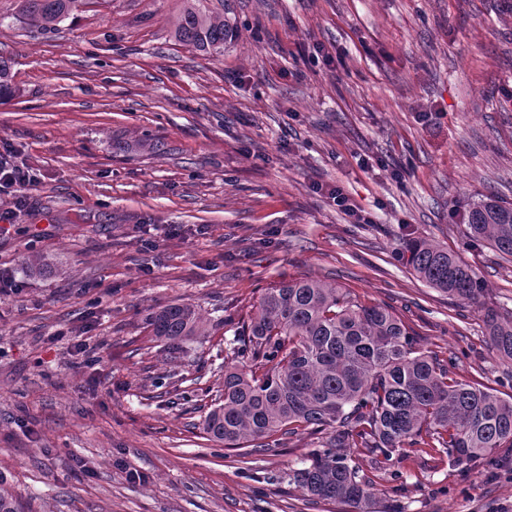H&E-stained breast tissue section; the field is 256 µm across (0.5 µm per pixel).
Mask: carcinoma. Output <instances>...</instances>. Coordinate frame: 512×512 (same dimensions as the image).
<instances>
[{
    "label": "carcinoma",
    "mask_w": 512,
    "mask_h": 512,
    "mask_svg": "<svg viewBox=\"0 0 512 512\" xmlns=\"http://www.w3.org/2000/svg\"><path fill=\"white\" fill-rule=\"evenodd\" d=\"M80 0H19L30 28L51 32ZM176 36L201 51H222L224 19L191 5ZM470 241L512 258V204L485 196L468 211ZM403 258L415 275L448 299L475 303L485 284L447 249L407 240ZM156 340L177 343L203 329L189 303L152 312ZM483 321L499 359L512 363V312L493 308ZM249 369L224 367L222 400L203 430L226 448L301 430L326 435L309 464L290 482L311 500L372 507L371 482L344 452L364 448L383 465L404 447L430 448L466 470L499 448L512 447V398L456 377V359L443 365L418 347L414 333L390 308L365 305L336 285L296 279L265 289L257 312L235 331Z\"/></svg>",
    "instance_id": "cac0c4a2"
}]
</instances>
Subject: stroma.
<instances>
[{
    "instance_id": "1",
    "label": "stroma",
    "mask_w": 512,
    "mask_h": 512,
    "mask_svg": "<svg viewBox=\"0 0 512 512\" xmlns=\"http://www.w3.org/2000/svg\"><path fill=\"white\" fill-rule=\"evenodd\" d=\"M188 2L82 0L39 34L0 0V139L35 177L26 207L0 195V270L23 284L0 299V488L21 512H345L288 482L322 434L202 430L239 320L284 280L392 307L459 379L512 395L482 313L512 311V260L453 214L512 203V0H200L235 31L208 53L174 36ZM410 236L472 268L479 303L416 277ZM175 303L206 331L168 346L145 317ZM369 476L376 512H512V448Z\"/></svg>"
}]
</instances>
